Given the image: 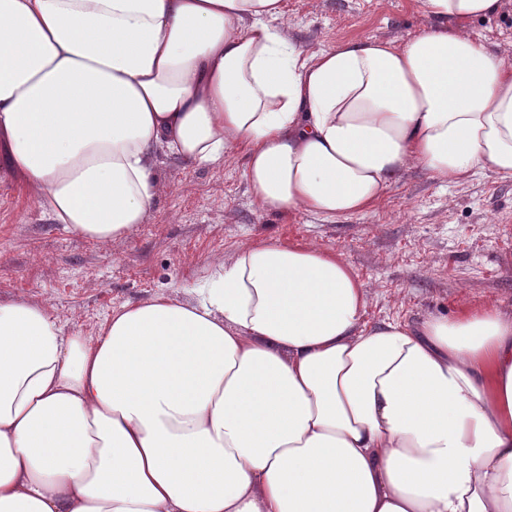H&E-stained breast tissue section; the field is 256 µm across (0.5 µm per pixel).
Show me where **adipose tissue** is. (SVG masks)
Segmentation results:
<instances>
[{"mask_svg":"<svg viewBox=\"0 0 512 512\" xmlns=\"http://www.w3.org/2000/svg\"><path fill=\"white\" fill-rule=\"evenodd\" d=\"M395 44L309 54L282 0H0V155L54 223H143L165 153H237L264 209L374 207L415 164L512 179V63L420 0ZM338 255L243 243L196 300L123 307L98 337L0 301V512H512V315L367 328Z\"/></svg>","mask_w":512,"mask_h":512,"instance_id":"obj_1","label":"adipose tissue"}]
</instances>
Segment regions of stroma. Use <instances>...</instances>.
I'll use <instances>...</instances> for the list:
<instances>
[{"mask_svg":"<svg viewBox=\"0 0 512 512\" xmlns=\"http://www.w3.org/2000/svg\"><path fill=\"white\" fill-rule=\"evenodd\" d=\"M307 53L339 39L403 42L429 25L419 0H285ZM469 32L512 61V0ZM163 193L144 223L107 246L54 223L0 161V301L44 302L65 335H97L113 310L160 293L196 297L241 244L278 238L341 255L371 290L367 324L493 304L512 313V179L480 172L441 185L406 167L368 212L328 220L253 201L245 159L195 165L159 154Z\"/></svg>","mask_w":512,"mask_h":512,"instance_id":"1","label":"stroma"}]
</instances>
